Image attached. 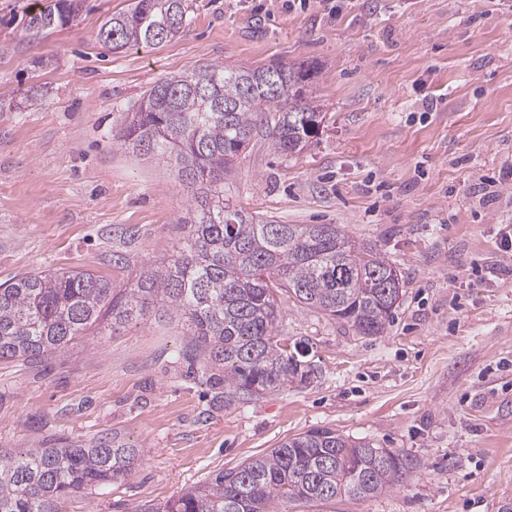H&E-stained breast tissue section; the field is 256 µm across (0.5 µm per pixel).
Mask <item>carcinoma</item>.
Returning a JSON list of instances; mask_svg holds the SVG:
<instances>
[{"instance_id":"1","label":"carcinoma","mask_w":512,"mask_h":512,"mask_svg":"<svg viewBox=\"0 0 512 512\" xmlns=\"http://www.w3.org/2000/svg\"><path fill=\"white\" fill-rule=\"evenodd\" d=\"M85 0H43L25 8L23 43L73 24ZM191 0H132L105 20L99 39L114 52L179 35ZM277 73L270 90L264 73ZM313 65L226 67L208 63L156 82L114 135L142 155L168 158L192 191L196 216L185 249L115 293L87 271H39L0 284V360H37L88 331L116 329L159 305L190 326L186 355L224 375V403L311 383L317 370L279 333L273 284L299 303L380 336L402 296L397 268L350 240L339 224L255 220L224 198V174L265 130L281 155L301 152L322 122L311 105ZM114 435L0 458V512H58L71 494L108 485L139 459ZM423 467L416 457L330 429H311L205 485L140 512H271L275 503L319 506L394 491Z\"/></svg>"}]
</instances>
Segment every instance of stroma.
I'll return each mask as SVG.
<instances>
[{
	"label": "stroma",
	"instance_id": "obj_1",
	"mask_svg": "<svg viewBox=\"0 0 512 512\" xmlns=\"http://www.w3.org/2000/svg\"><path fill=\"white\" fill-rule=\"evenodd\" d=\"M131 0H86L23 45L0 0V283L85 270L133 286L181 252L190 210L170 161L113 135L141 94L210 62L317 68L323 122L302 152L255 138L224 195L255 218L339 224L403 288L386 332L282 300L280 329L318 376L225 405L157 307L43 363L0 361V452L119 435L132 471L60 512L164 506L288 437L328 428L422 462L399 489L291 512H512V0H193L162 44L115 53L102 23Z\"/></svg>",
	"mask_w": 512,
	"mask_h": 512
}]
</instances>
